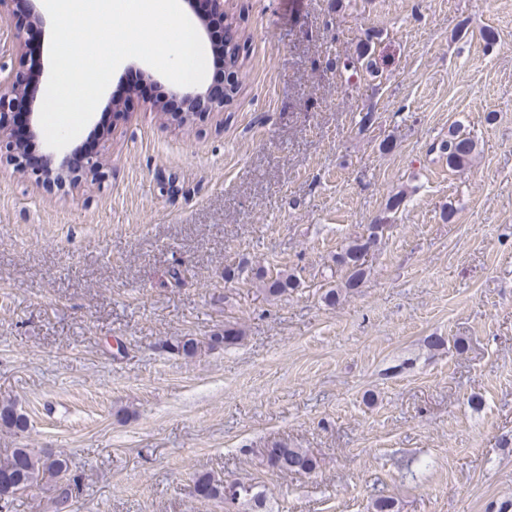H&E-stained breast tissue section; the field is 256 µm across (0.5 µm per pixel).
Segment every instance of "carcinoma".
Returning a JSON list of instances; mask_svg holds the SVG:
<instances>
[{"label":"carcinoma","instance_id":"1","mask_svg":"<svg viewBox=\"0 0 512 512\" xmlns=\"http://www.w3.org/2000/svg\"><path fill=\"white\" fill-rule=\"evenodd\" d=\"M475 149L474 141L456 132L448 138L432 144L431 151H436L446 158L448 166L464 165ZM387 223L372 224L368 234L349 241L336 253V265L345 269L347 276L343 287L331 288L324 294V301L330 306L340 302L342 294L352 292L359 287L365 275L367 256L378 245ZM255 279L262 290L270 297H280L290 290L300 287L297 276L286 270L274 276H267L262 269H257ZM243 339V331L234 323L224 324L205 340L186 338L172 345L171 350L190 357L205 347L216 350L237 345ZM0 428L10 432H25L28 429L27 416L15 407H0ZM268 467L280 473L308 474L316 469L317 460L306 448H290L285 443H275L264 450ZM54 483L55 512H75V503L79 489L78 480L70 473L67 458L51 448H16L12 453L0 458V501L7 500L40 482ZM194 494L202 502L224 498V504L234 506L245 502L251 509H263L264 498L255 491L251 484L237 479L228 481L213 473L205 472L197 476Z\"/></svg>","mask_w":512,"mask_h":512}]
</instances>
